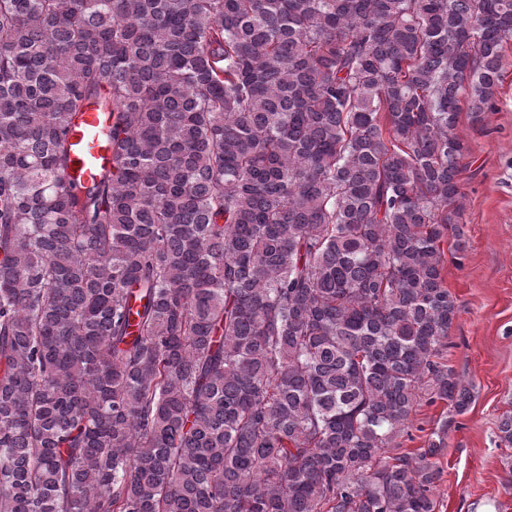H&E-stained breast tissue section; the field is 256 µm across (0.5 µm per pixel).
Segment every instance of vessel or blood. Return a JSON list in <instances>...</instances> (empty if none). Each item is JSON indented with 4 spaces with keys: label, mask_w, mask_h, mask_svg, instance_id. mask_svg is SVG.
<instances>
[{
    "label": "vessel or blood",
    "mask_w": 512,
    "mask_h": 512,
    "mask_svg": "<svg viewBox=\"0 0 512 512\" xmlns=\"http://www.w3.org/2000/svg\"><path fill=\"white\" fill-rule=\"evenodd\" d=\"M105 121L104 113L95 111L85 112L75 121L70 132L74 162L66 172L67 181H89L98 168L108 165L111 153L99 136Z\"/></svg>",
    "instance_id": "vessel-or-blood-1"
}]
</instances>
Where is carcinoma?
I'll list each match as a JSON object with an SVG mask.
<instances>
[{
  "label": "carcinoma",
  "mask_w": 512,
  "mask_h": 512,
  "mask_svg": "<svg viewBox=\"0 0 512 512\" xmlns=\"http://www.w3.org/2000/svg\"><path fill=\"white\" fill-rule=\"evenodd\" d=\"M512 0H0V512H436L460 104ZM112 167L65 181L79 114Z\"/></svg>",
  "instance_id": "1"
}]
</instances>
